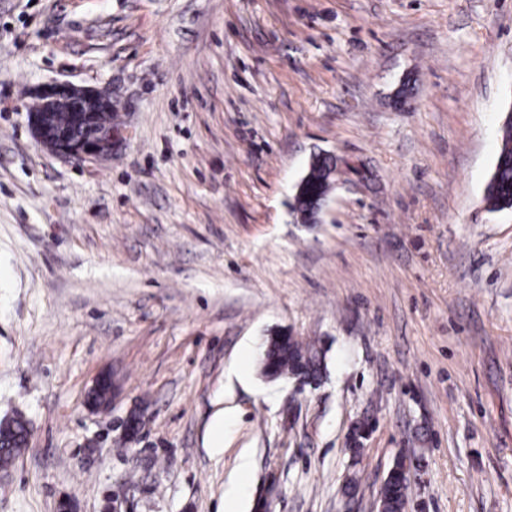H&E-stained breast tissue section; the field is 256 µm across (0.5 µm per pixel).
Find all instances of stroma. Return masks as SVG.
<instances>
[{
    "instance_id": "obj_1",
    "label": "stroma",
    "mask_w": 512,
    "mask_h": 512,
    "mask_svg": "<svg viewBox=\"0 0 512 512\" xmlns=\"http://www.w3.org/2000/svg\"><path fill=\"white\" fill-rule=\"evenodd\" d=\"M51 82L111 91V158L37 143ZM510 111L512 0H0V512H379L400 459L405 512H512ZM319 152L360 171L304 224ZM278 330L318 384L262 376ZM502 133V146L484 192L492 211L512 208V123H504ZM106 391L103 399L96 400L92 396L95 392ZM112 390H113V377L112 373H104L98 376L90 390V397L88 403L93 411L106 412L112 405ZM29 436L26 420L21 416L0 422V466L11 463L23 449Z\"/></svg>"
}]
</instances>
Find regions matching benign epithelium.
I'll list each match as a JSON object with an SVG mask.
<instances>
[{"instance_id": "benign-epithelium-1", "label": "benign epithelium", "mask_w": 512, "mask_h": 512, "mask_svg": "<svg viewBox=\"0 0 512 512\" xmlns=\"http://www.w3.org/2000/svg\"><path fill=\"white\" fill-rule=\"evenodd\" d=\"M37 107L29 112V124L36 141L47 151L76 161L98 160L112 155V142L122 132L110 126L96 127L98 108L112 111V96L105 90L71 83L51 84L33 93ZM67 111L72 126L51 129L53 116ZM105 391L101 400L92 397L88 403L96 412H106L112 405V373L98 376L90 393Z\"/></svg>"}]
</instances>
